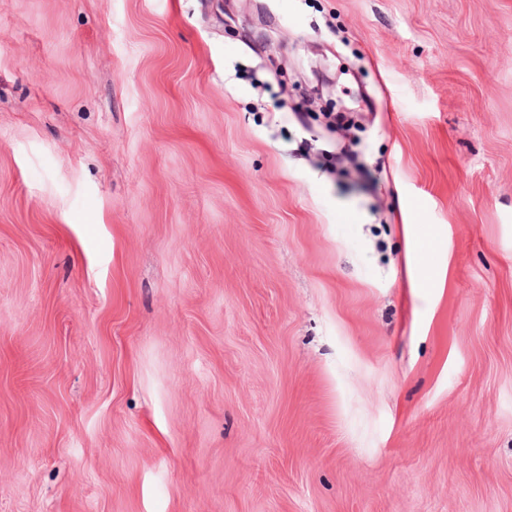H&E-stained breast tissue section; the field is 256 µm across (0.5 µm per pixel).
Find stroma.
<instances>
[{
  "label": "stroma",
  "mask_w": 512,
  "mask_h": 512,
  "mask_svg": "<svg viewBox=\"0 0 512 512\" xmlns=\"http://www.w3.org/2000/svg\"><path fill=\"white\" fill-rule=\"evenodd\" d=\"M0 512H512V0H0Z\"/></svg>",
  "instance_id": "obj_1"
}]
</instances>
